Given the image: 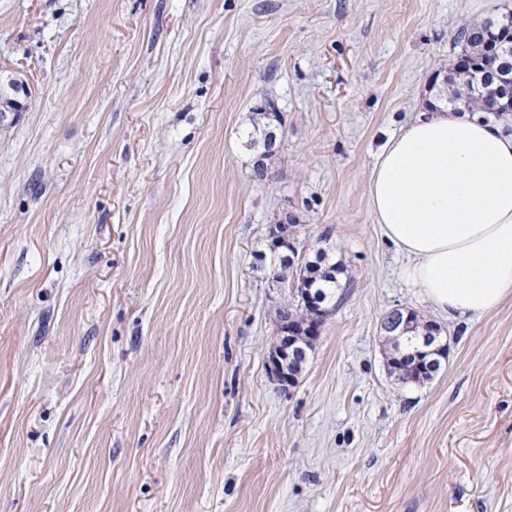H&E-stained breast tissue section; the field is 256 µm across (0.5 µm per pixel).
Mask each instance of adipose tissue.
Segmentation results:
<instances>
[{"instance_id":"obj_1","label":"adipose tissue","mask_w":512,"mask_h":512,"mask_svg":"<svg viewBox=\"0 0 512 512\" xmlns=\"http://www.w3.org/2000/svg\"><path fill=\"white\" fill-rule=\"evenodd\" d=\"M366 197L406 287L466 324L512 297V133L479 112L417 113L376 155Z\"/></svg>"}]
</instances>
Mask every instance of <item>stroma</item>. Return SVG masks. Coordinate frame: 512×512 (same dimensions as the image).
Masks as SVG:
<instances>
[{
	"label": "stroma",
	"mask_w": 512,
	"mask_h": 512,
	"mask_svg": "<svg viewBox=\"0 0 512 512\" xmlns=\"http://www.w3.org/2000/svg\"><path fill=\"white\" fill-rule=\"evenodd\" d=\"M512 0H0V512H512V298L448 322L365 184ZM264 160L265 180L254 176ZM350 286L294 387L270 225ZM441 327L397 389L384 316ZM15 80L16 91L10 89V96L8 98L7 103L4 108H0V125L5 124L9 120V122L15 121L18 112H24L27 107V99H28V87L27 83L24 80L13 79ZM20 94L23 95V99H21ZM8 123V122H7ZM293 341L288 334L279 332V336L267 352L268 374L282 390L289 389L296 384V380L289 378L285 370V364L295 348ZM440 333L435 332L434 336H420L421 347L416 346L412 352L403 353L399 356V360H404L406 357H428L438 356L444 358L446 355L447 342L441 343Z\"/></svg>",
	"instance_id": "stroma-1"
}]
</instances>
